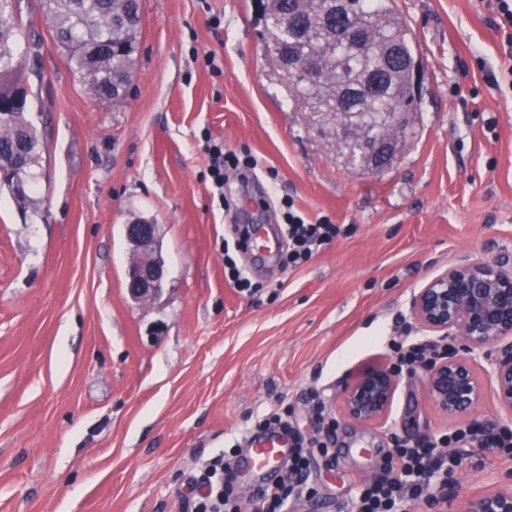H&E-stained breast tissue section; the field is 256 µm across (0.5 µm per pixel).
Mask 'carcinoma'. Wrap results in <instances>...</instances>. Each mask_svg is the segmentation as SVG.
I'll use <instances>...</instances> for the list:
<instances>
[{"mask_svg": "<svg viewBox=\"0 0 512 512\" xmlns=\"http://www.w3.org/2000/svg\"><path fill=\"white\" fill-rule=\"evenodd\" d=\"M356 2L357 11L338 15L331 0H322L321 14L291 23L296 0H273L264 18L266 44L298 57L324 59L329 81L356 88L350 111L361 114V122L373 129L378 114L404 102L410 112L419 108L410 67L413 46L407 25L387 0ZM40 8L57 45L82 72L88 90L101 103L113 104L134 63L142 22L140 0H40ZM33 24V17L23 18L20 0H0V170L13 152L17 133L29 144L27 169L41 164L44 143L26 117L33 91L22 73L30 46L21 35ZM371 76L385 79L381 90L366 84ZM282 80L297 104L309 103L313 112H333L323 86L303 85L285 76Z\"/></svg>", "mask_w": 512, "mask_h": 512, "instance_id": "cac0c4a2", "label": "carcinoma"}]
</instances>
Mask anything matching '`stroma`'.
Returning a JSON list of instances; mask_svg holds the SVG:
<instances>
[{
    "label": "stroma",
    "instance_id": "obj_1",
    "mask_svg": "<svg viewBox=\"0 0 512 512\" xmlns=\"http://www.w3.org/2000/svg\"><path fill=\"white\" fill-rule=\"evenodd\" d=\"M261 0H142L139 51L122 104L88 92L39 17L26 40L28 120L45 153L31 201L0 190V512H194L209 463L286 410L306 439L323 401L336 423L309 451L313 497L293 512H350L377 477L388 436L408 444L477 421L503 430L486 394L474 418L430 401L421 367L403 371L385 423L346 419L340 381L396 362L391 344L421 335L411 293L467 255L512 259V92L494 74L503 48L483 0H394L424 63L421 108L408 113L394 166L363 172L336 153L328 126L298 111L271 71ZM252 157L257 183L216 194L208 147ZM266 210L248 199L256 189ZM340 235L297 269L235 258L257 295L224 270L235 224H284L283 199ZM156 227L158 295L131 299L125 227ZM365 440L370 456L349 454ZM456 458L455 512L512 487L503 448L438 446Z\"/></svg>",
    "mask_w": 512,
    "mask_h": 512
}]
</instances>
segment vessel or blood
<instances>
[{"mask_svg":"<svg viewBox=\"0 0 512 512\" xmlns=\"http://www.w3.org/2000/svg\"><path fill=\"white\" fill-rule=\"evenodd\" d=\"M290 441L282 432H268L251 437L246 453L232 463L236 478L251 477V490L266 488L281 474Z\"/></svg>","mask_w":512,"mask_h":512,"instance_id":"obj_1","label":"vessel or blood"}]
</instances>
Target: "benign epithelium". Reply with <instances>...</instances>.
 <instances>
[{
  "label": "benign epithelium",
  "mask_w": 512,
  "mask_h": 512,
  "mask_svg": "<svg viewBox=\"0 0 512 512\" xmlns=\"http://www.w3.org/2000/svg\"><path fill=\"white\" fill-rule=\"evenodd\" d=\"M281 75L306 84L323 80L313 59L274 57ZM336 99L333 136L338 144L360 139L362 130L352 113L342 111ZM406 123V111L387 113L382 134L369 141L365 163L372 169L390 167L397 160L399 145L394 131ZM9 167L15 182L25 185L21 148L14 149ZM127 241L135 255L127 270V290L138 302L152 299L162 285L164 270L154 255L156 228L137 222L126 225ZM409 316L422 333L421 345L431 350L423 363L428 396L443 415L473 416L484 397V383L476 369V354L497 346L487 371L499 407L512 423V262L504 259L477 261L463 256L438 271L413 291L408 301ZM401 379L395 364L371 363L346 375L341 382L343 415L358 424L384 421L391 409ZM458 512H512V489L496 490L466 498Z\"/></svg>",
  "instance_id": "obj_1"
}]
</instances>
